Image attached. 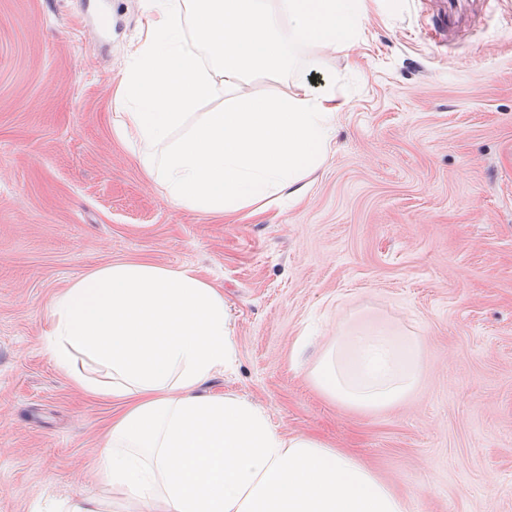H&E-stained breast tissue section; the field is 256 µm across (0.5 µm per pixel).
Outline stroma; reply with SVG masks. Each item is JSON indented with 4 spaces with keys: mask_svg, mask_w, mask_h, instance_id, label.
Masks as SVG:
<instances>
[{
    "mask_svg": "<svg viewBox=\"0 0 512 512\" xmlns=\"http://www.w3.org/2000/svg\"><path fill=\"white\" fill-rule=\"evenodd\" d=\"M143 22L141 0H0V512L102 494L112 407L43 337L55 292L121 261L223 291L236 355L210 391L351 452L408 512H512V0H377L312 75L350 99L333 155L301 203L240 222L173 205L112 134ZM366 318L425 355L414 397L372 416L309 378Z\"/></svg>",
    "mask_w": 512,
    "mask_h": 512,
    "instance_id": "1",
    "label": "stroma"
}]
</instances>
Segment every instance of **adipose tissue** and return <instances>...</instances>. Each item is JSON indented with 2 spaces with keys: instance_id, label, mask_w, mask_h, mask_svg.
Returning a JSON list of instances; mask_svg holds the SVG:
<instances>
[{
  "instance_id": "1",
  "label": "adipose tissue",
  "mask_w": 512,
  "mask_h": 512,
  "mask_svg": "<svg viewBox=\"0 0 512 512\" xmlns=\"http://www.w3.org/2000/svg\"><path fill=\"white\" fill-rule=\"evenodd\" d=\"M114 88L112 133L177 207L207 215L299 201L332 151L347 96L315 85L309 51L357 43L367 0H141ZM289 91L254 90L259 79ZM44 349L78 391L118 406L99 450L107 499L58 512H407L358 458L289 435L207 384L235 355L224 294L194 269L115 262L56 293ZM422 372L410 337L341 328L311 377L346 410L404 402Z\"/></svg>"
}]
</instances>
